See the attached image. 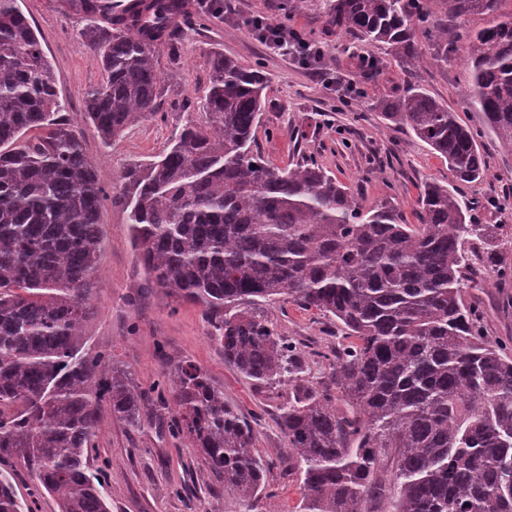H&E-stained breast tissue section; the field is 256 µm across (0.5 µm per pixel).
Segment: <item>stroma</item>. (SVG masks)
<instances>
[{
	"mask_svg": "<svg viewBox=\"0 0 512 512\" xmlns=\"http://www.w3.org/2000/svg\"><path fill=\"white\" fill-rule=\"evenodd\" d=\"M228 2L226 13H195L192 22L178 28L175 48L160 49V94L153 118L129 127L109 146L92 125L79 122L85 154L106 192L99 217L102 248L93 294L95 314L85 335L89 348L109 352L114 362L129 370L132 385L146 394L162 382L164 372L178 366L191 363L204 370L223 390L225 401L255 418L256 450L277 461L268 475L276 496L257 497L247 506L225 493L199 466L189 442L169 434V413L149 401L137 429L110 410L100 413L90 465L102 470L110 512H300L301 477L278 460L286 448L277 423L280 387L256 385L225 361L204 304L149 285L120 194L121 177L128 168L163 153L187 121L203 119L200 102L210 85L213 53H224L266 75L255 147L271 164L285 168L313 158L349 184L362 205L391 204L406 224L419 221L422 186L429 181L446 184L472 201L476 221L497 225L489 247L512 265V208L499 206L503 194L512 193V156L482 131L476 113L466 111L463 91L468 72L458 56L436 61L434 49L424 41L419 62L407 71L385 48L337 34L325 0H307L304 10L289 15L282 12L285 0ZM19 5L37 29L52 66L61 115L77 120L84 110L85 91L103 79L96 53L80 34L82 16L57 0H19ZM254 13L288 21L323 46L320 66L330 69L336 84H328L315 67L270 54L244 24ZM362 54L373 60V68H361ZM412 83L456 112L462 123L479 130L478 143L487 161L484 180L459 181L447 161L432 154L407 128L385 124L372 110L376 96L402 94ZM471 276L475 283L465 287L466 301L481 310L486 335L512 347V281L501 283L497 272L480 265ZM268 318L276 332L306 354L313 374L328 372L329 363L320 353L336 342L334 320L284 302L270 308Z\"/></svg>",
	"mask_w": 512,
	"mask_h": 512,
	"instance_id": "stroma-1",
	"label": "stroma"
}]
</instances>
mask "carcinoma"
<instances>
[{
  "label": "carcinoma",
  "instance_id": "cac0c4a2",
  "mask_svg": "<svg viewBox=\"0 0 512 512\" xmlns=\"http://www.w3.org/2000/svg\"><path fill=\"white\" fill-rule=\"evenodd\" d=\"M100 57L102 82L80 120L110 143L155 109V57L190 0H150L131 20L112 0H68ZM448 17H488L478 30L439 23L426 0H326L336 33L381 46L404 68L416 33L448 58L467 43L466 109L512 155V9L506 0H445ZM205 120L188 122L165 154L123 175L139 259L151 281L215 314L224 360L260 385H286L278 406L288 461L302 475L301 512H373L391 468L392 512H512V352L486 336L463 297L474 261L508 277L484 250L494 225L448 186L420 191L417 224L394 207L360 205L315 160L288 168L253 149L266 77L211 59ZM372 107L405 126L462 182L486 176L456 113L418 86ZM51 66L18 0H0V459L30 465L32 501L57 512H109L90 452L100 411L141 424L144 395L128 371L87 348L94 315L104 191L74 125L59 116ZM294 302L336 319L342 340L303 376L297 346L269 327L266 307ZM175 432L224 491L250 503L274 465L252 423L188 363L164 375ZM0 512H33L0 475Z\"/></svg>",
  "mask_w": 512,
  "mask_h": 512
}]
</instances>
